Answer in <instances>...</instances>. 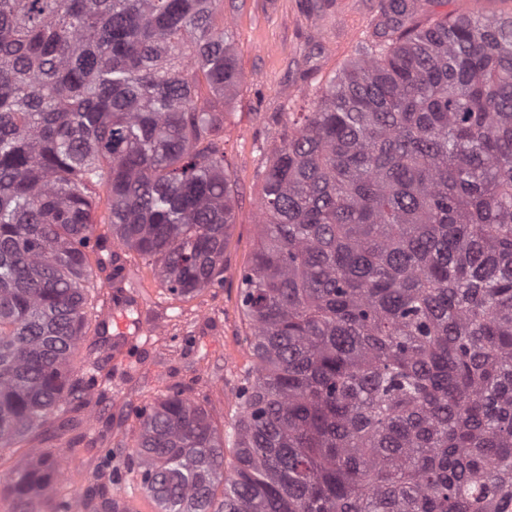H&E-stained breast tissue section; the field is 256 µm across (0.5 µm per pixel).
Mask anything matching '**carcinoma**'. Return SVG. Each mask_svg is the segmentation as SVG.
Masks as SVG:
<instances>
[{
	"label": "carcinoma",
	"instance_id": "cac0c4a2",
	"mask_svg": "<svg viewBox=\"0 0 512 512\" xmlns=\"http://www.w3.org/2000/svg\"><path fill=\"white\" fill-rule=\"evenodd\" d=\"M221 4L0 0V456L104 395L74 354L118 351L88 308L140 294L121 249L175 297L224 287ZM382 11L266 162L235 462L184 391L136 411L126 468L157 512H512V17ZM60 476L33 448L7 488L100 512L122 480Z\"/></svg>",
	"mask_w": 512,
	"mask_h": 512
}]
</instances>
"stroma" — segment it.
Masks as SVG:
<instances>
[{"label": "stroma", "instance_id": "obj_1", "mask_svg": "<svg viewBox=\"0 0 512 512\" xmlns=\"http://www.w3.org/2000/svg\"><path fill=\"white\" fill-rule=\"evenodd\" d=\"M224 19L234 31L243 74L224 105V157L237 190L236 222L224 250V287L175 299L152 267L136 252H126L128 268L141 277L143 298L127 313L140 333L112 359L109 390L78 415L76 429L52 428L31 442L35 448H64L75 433L90 438L87 450L64 458L65 490H80L111 469L122 472V490H138L123 454L109 458L105 452L120 439L133 443L136 409L168 390H184L215 425L233 423L236 388L253 366L239 274L256 245L265 160L287 133L289 113L316 104L326 80L373 39L379 0H225Z\"/></svg>", "mask_w": 512, "mask_h": 512}]
</instances>
